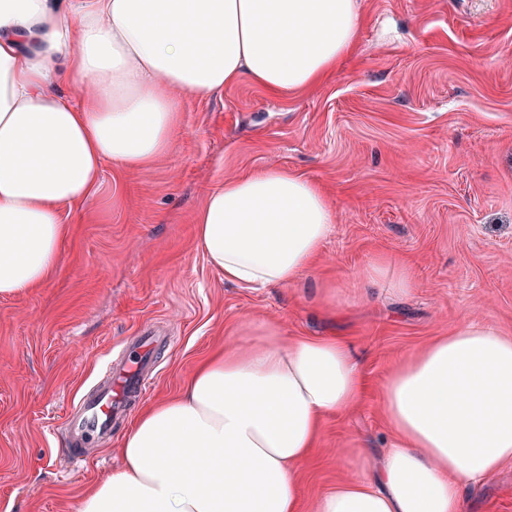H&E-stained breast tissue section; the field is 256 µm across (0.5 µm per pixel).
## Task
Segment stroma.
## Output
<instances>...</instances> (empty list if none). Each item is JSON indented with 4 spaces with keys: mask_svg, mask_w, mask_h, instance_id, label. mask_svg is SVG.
<instances>
[{
    "mask_svg": "<svg viewBox=\"0 0 512 512\" xmlns=\"http://www.w3.org/2000/svg\"><path fill=\"white\" fill-rule=\"evenodd\" d=\"M358 9L357 46L330 80L281 97L243 82L186 98L161 161L105 163L91 194L64 210L69 234L49 281L0 298V512H75L85 488L120 466L127 424L78 469L64 417L147 323L170 339L149 403L178 394L248 319L357 346L369 388L325 420L300 477L303 512L356 474L336 459L346 442L387 448L379 386L401 359L472 319L512 335V0ZM272 166L324 189L334 231L296 284L240 288L199 251L195 218L224 179ZM382 255L412 260L411 294L363 299L360 272ZM327 285L343 313L334 323L319 300ZM467 496L471 512H512V464Z\"/></svg>",
    "mask_w": 512,
    "mask_h": 512,
    "instance_id": "35a3bbf8",
    "label": "stroma"
}]
</instances>
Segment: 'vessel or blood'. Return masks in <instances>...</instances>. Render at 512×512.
Wrapping results in <instances>:
<instances>
[{"instance_id": "b4317fda", "label": "vessel or blood", "mask_w": 512, "mask_h": 512, "mask_svg": "<svg viewBox=\"0 0 512 512\" xmlns=\"http://www.w3.org/2000/svg\"><path fill=\"white\" fill-rule=\"evenodd\" d=\"M145 390L144 376L125 358L108 360L102 383L80 400L77 409L67 413L65 426L77 439L69 451L71 462L81 463L87 448L108 433L114 413L126 398L143 394Z\"/></svg>"}]
</instances>
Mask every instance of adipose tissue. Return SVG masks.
I'll return each instance as SVG.
<instances>
[{
	"label": "adipose tissue",
	"instance_id": "adipose-tissue-1",
	"mask_svg": "<svg viewBox=\"0 0 512 512\" xmlns=\"http://www.w3.org/2000/svg\"><path fill=\"white\" fill-rule=\"evenodd\" d=\"M361 26L356 0H0V297L52 276L63 209L105 162L133 171L171 151L185 95L245 80L272 95L313 88ZM333 224L317 183L270 167L216 186L196 238L225 281L285 288ZM360 284L369 295L417 286L402 257L372 260ZM244 333L136 416L121 466L76 512H301L298 473L324 419L363 400V359L335 333L290 338L256 319ZM381 407L390 447L339 450L361 474L312 512H468V485L512 462V336L461 324L384 378Z\"/></svg>",
	"mask_w": 512,
	"mask_h": 512
}]
</instances>
